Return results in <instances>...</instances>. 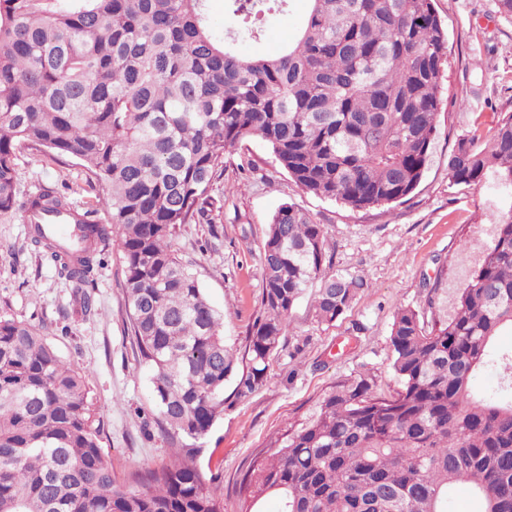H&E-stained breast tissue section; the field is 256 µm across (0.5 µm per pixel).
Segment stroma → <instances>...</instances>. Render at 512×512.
I'll use <instances>...</instances> for the list:
<instances>
[{
	"label": "stroma",
	"instance_id": "stroma-1",
	"mask_svg": "<svg viewBox=\"0 0 512 512\" xmlns=\"http://www.w3.org/2000/svg\"><path fill=\"white\" fill-rule=\"evenodd\" d=\"M434 8L448 32L442 103L427 169L406 201L354 210L306 194L266 144L251 138L224 158L220 221L184 224L177 232L174 246L223 312L224 341L240 358L262 291V243L282 203L300 205L323 225L332 272L368 282L330 326L317 323L310 297L295 305L264 388L240 398L234 381L225 383L224 411L200 441L218 476L224 512H239V481L269 439L336 381L368 370L380 389L395 388L389 347L395 311L424 306L434 278L449 294L462 287L476 267L464 260L463 242L478 243L482 228L512 208V193L494 180L453 186L447 167L460 136L487 143L497 120L512 115V23L497 14L494 0H434ZM308 10V0H290L287 12L268 17L261 42L241 43L240 52L277 53L295 39ZM15 163L22 193L50 186L80 209L95 205L98 189L76 160L24 148ZM99 258L94 309L86 315L73 288L31 246L21 216L0 220V314L44 328L61 358L84 371L100 446L115 480L130 487L137 473L169 462L180 443L161 431L152 372L129 332L117 241L106 242Z\"/></svg>",
	"mask_w": 512,
	"mask_h": 512
}]
</instances>
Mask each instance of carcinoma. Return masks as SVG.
Returning <instances> with one entry per match:
<instances>
[{"label":"carcinoma","instance_id":"1","mask_svg":"<svg viewBox=\"0 0 512 512\" xmlns=\"http://www.w3.org/2000/svg\"><path fill=\"white\" fill-rule=\"evenodd\" d=\"M208 0H0V220L17 210L60 213L44 187L23 196L16 150L78 161L98 184L105 224L80 222L79 243L43 233L30 244L92 311L99 245L115 235L125 265L131 333L153 371L163 431L193 440L235 395L267 385L290 312L315 287V320L331 325L367 287L330 271L322 225L293 203L271 217L263 287L247 337L248 363L224 343L213 308L172 241L183 224L220 217L214 192L224 156L262 140L307 194L367 209L407 198L428 164L441 104L446 32L432 0H309L298 39L279 54L243 55L263 20L288 0H224V33ZM512 190V115L484 147L460 137L450 184L487 176ZM428 289L432 317L397 310L389 336L397 388L362 372L335 383L288 420L241 479V512L277 499V512H447L468 487L482 512H512V209L480 265L448 300ZM493 368L498 391L471 384ZM80 368L42 329L0 315V512H224L201 449L116 483Z\"/></svg>","mask_w":512,"mask_h":512}]
</instances>
